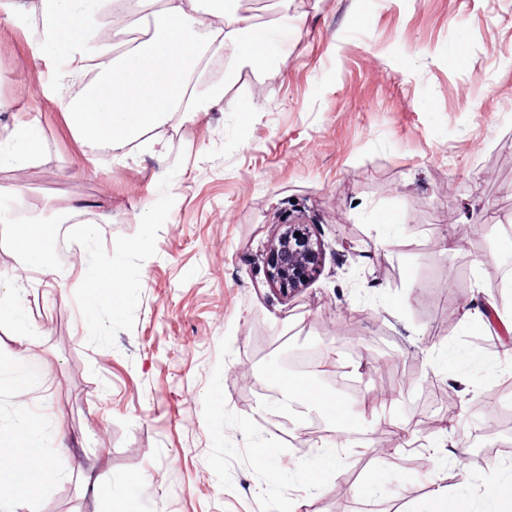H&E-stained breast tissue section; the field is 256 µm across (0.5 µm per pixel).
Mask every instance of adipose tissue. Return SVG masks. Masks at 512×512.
Segmentation results:
<instances>
[{"label": "adipose tissue", "mask_w": 512, "mask_h": 512, "mask_svg": "<svg viewBox=\"0 0 512 512\" xmlns=\"http://www.w3.org/2000/svg\"><path fill=\"white\" fill-rule=\"evenodd\" d=\"M113 0H42L40 19L31 31L34 62L51 63L52 93L62 96L85 76L87 94L67 104L66 114L78 141L122 148L171 123L177 115L215 108L241 111L226 104L223 88L199 94L192 78L214 51L262 64L268 58L269 29L254 15L237 11L232 0H136L141 21L152 37L127 51L103 38L100 14L111 13ZM45 143L32 123L17 125L11 141L0 143V162L20 163L40 154ZM20 264L50 280H66L71 270L47 259L52 237L47 225L22 224L15 230ZM124 247L104 255L89 250L81 273L90 310L121 311L132 299L124 286ZM25 285L0 274V321L12 323L20 341L36 343L38 331L23 306ZM284 400L308 410L332 404L337 418L356 411L323 390H311L307 378L283 376ZM48 419L23 412L0 428V512H24L29 502L49 496L58 474L41 451Z\"/></svg>", "instance_id": "ef3b65f1"}]
</instances>
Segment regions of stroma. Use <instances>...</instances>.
Here are the masks:
<instances>
[{"label": "stroma", "instance_id": "35a3bbf8", "mask_svg": "<svg viewBox=\"0 0 512 512\" xmlns=\"http://www.w3.org/2000/svg\"><path fill=\"white\" fill-rule=\"evenodd\" d=\"M269 26V60L239 62L227 98L247 113H189L119 150L81 144L48 73L32 62L31 13L0 22V132L34 121L46 147L0 165L17 183L0 223V273L19 272L26 210L65 229L72 265L85 225L106 253L127 245L120 313L85 314L79 277L28 289L40 336L0 323V351L40 369L43 388L0 392V422L42 411L62 425L44 452L63 479L34 512H105L101 486L143 512H503L512 450L478 447L490 413L512 411V367L492 308L512 302V0H238ZM306 13L302 28L285 22ZM263 84L254 95L251 81ZM158 223L143 224V209ZM285 222L325 245L317 279L285 296L264 279ZM460 282L449 304L439 291ZM322 347L329 370L359 363L363 419L323 489L300 464L333 437L329 415L275 421L273 375ZM328 372L317 383L327 386ZM456 388V418L433 386ZM277 449L273 465L257 450ZM424 458L426 469H407Z\"/></svg>", "mask_w": 512, "mask_h": 512}]
</instances>
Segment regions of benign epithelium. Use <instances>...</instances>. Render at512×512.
I'll list each match as a JSON object with an SVG mask.
<instances>
[{"instance_id":"7a95c632","label":"benign epithelium","mask_w":512,"mask_h":512,"mask_svg":"<svg viewBox=\"0 0 512 512\" xmlns=\"http://www.w3.org/2000/svg\"><path fill=\"white\" fill-rule=\"evenodd\" d=\"M323 255L311 225L283 224L266 254L265 282L284 295L295 293L319 276Z\"/></svg>"}]
</instances>
